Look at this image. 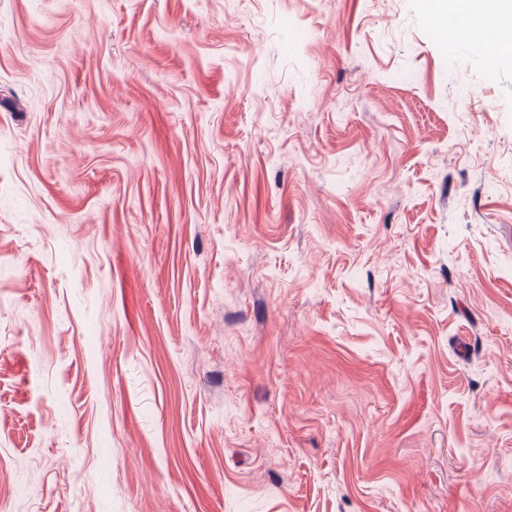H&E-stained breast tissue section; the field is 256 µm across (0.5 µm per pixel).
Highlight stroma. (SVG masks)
Masks as SVG:
<instances>
[{
    "mask_svg": "<svg viewBox=\"0 0 512 512\" xmlns=\"http://www.w3.org/2000/svg\"><path fill=\"white\" fill-rule=\"evenodd\" d=\"M0 512H512V59L0 0Z\"/></svg>",
    "mask_w": 512,
    "mask_h": 512,
    "instance_id": "1",
    "label": "stroma"
}]
</instances>
